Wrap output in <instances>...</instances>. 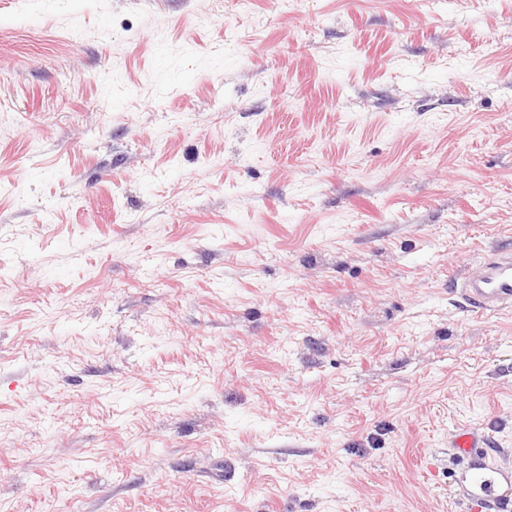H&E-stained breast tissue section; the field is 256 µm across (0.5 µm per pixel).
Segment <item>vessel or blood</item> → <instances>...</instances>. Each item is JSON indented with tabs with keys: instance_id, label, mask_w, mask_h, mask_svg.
I'll return each instance as SVG.
<instances>
[{
	"instance_id": "1",
	"label": "vessel or blood",
	"mask_w": 512,
	"mask_h": 512,
	"mask_svg": "<svg viewBox=\"0 0 512 512\" xmlns=\"http://www.w3.org/2000/svg\"><path fill=\"white\" fill-rule=\"evenodd\" d=\"M462 291L479 310L511 309L512 251L500 248L486 253L478 271L464 280ZM448 443L454 456L467 463L458 482L468 512H512V470L490 463L486 436L457 432Z\"/></svg>"
}]
</instances>
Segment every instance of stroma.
Instances as JSON below:
<instances>
[{
	"instance_id": "obj_1",
	"label": "stroma",
	"mask_w": 512,
	"mask_h": 512,
	"mask_svg": "<svg viewBox=\"0 0 512 512\" xmlns=\"http://www.w3.org/2000/svg\"><path fill=\"white\" fill-rule=\"evenodd\" d=\"M495 248L512 0H0V512H466Z\"/></svg>"
}]
</instances>
